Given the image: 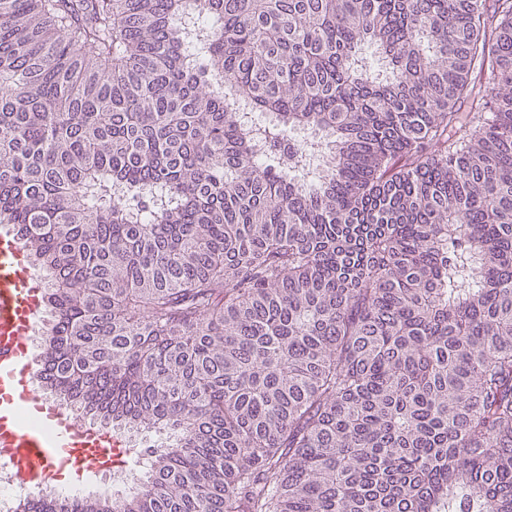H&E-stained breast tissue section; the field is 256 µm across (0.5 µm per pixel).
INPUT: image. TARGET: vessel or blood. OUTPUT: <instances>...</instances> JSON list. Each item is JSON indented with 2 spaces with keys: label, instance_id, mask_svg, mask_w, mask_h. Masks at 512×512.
<instances>
[{
  "label": "vessel or blood",
  "instance_id": "b4317fda",
  "mask_svg": "<svg viewBox=\"0 0 512 512\" xmlns=\"http://www.w3.org/2000/svg\"><path fill=\"white\" fill-rule=\"evenodd\" d=\"M31 271L29 252L18 230L0 229V457L27 482L52 479L56 466L70 465L88 473L126 467L132 457L121 439L101 433L82 420L60 413L38 390L26 398L56 423L54 434L21 427L11 393L18 372L28 357V337L43 304L20 286Z\"/></svg>",
  "mask_w": 512,
  "mask_h": 512
}]
</instances>
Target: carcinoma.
I'll return each mask as SVG.
<instances>
[{
  "mask_svg": "<svg viewBox=\"0 0 512 512\" xmlns=\"http://www.w3.org/2000/svg\"><path fill=\"white\" fill-rule=\"evenodd\" d=\"M0 224L166 432L32 512H512V0H0Z\"/></svg>",
  "mask_w": 512,
  "mask_h": 512,
  "instance_id": "cac0c4a2",
  "label": "carcinoma"
}]
</instances>
